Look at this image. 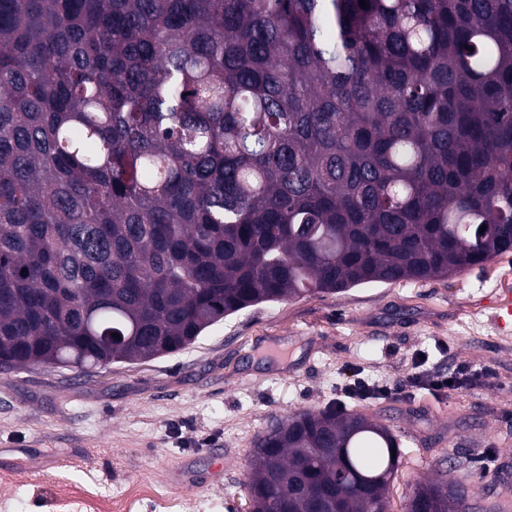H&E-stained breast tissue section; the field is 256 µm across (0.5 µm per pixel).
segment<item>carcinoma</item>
Instances as JSON below:
<instances>
[{"label":"carcinoma","mask_w":512,"mask_h":512,"mask_svg":"<svg viewBox=\"0 0 512 512\" xmlns=\"http://www.w3.org/2000/svg\"><path fill=\"white\" fill-rule=\"evenodd\" d=\"M366 3L0 0V368L145 361L512 251V0ZM400 458L329 406L273 418L244 489L389 512ZM467 500L436 478L409 507Z\"/></svg>","instance_id":"carcinoma-1"}]
</instances>
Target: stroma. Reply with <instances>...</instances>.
I'll return each instance as SVG.
<instances>
[{
	"instance_id": "stroma-1",
	"label": "stroma",
	"mask_w": 512,
	"mask_h": 512,
	"mask_svg": "<svg viewBox=\"0 0 512 512\" xmlns=\"http://www.w3.org/2000/svg\"><path fill=\"white\" fill-rule=\"evenodd\" d=\"M509 300L512 252L445 279L263 303L146 362L0 370V486L14 491L0 512H52L62 477L116 495L146 481L167 512H248L255 437L272 416L331 404L397 435L391 512L439 472L489 512L498 486L512 485V331L491 320ZM416 372L453 385L439 396L405 387ZM357 378L404 390L347 397Z\"/></svg>"
}]
</instances>
